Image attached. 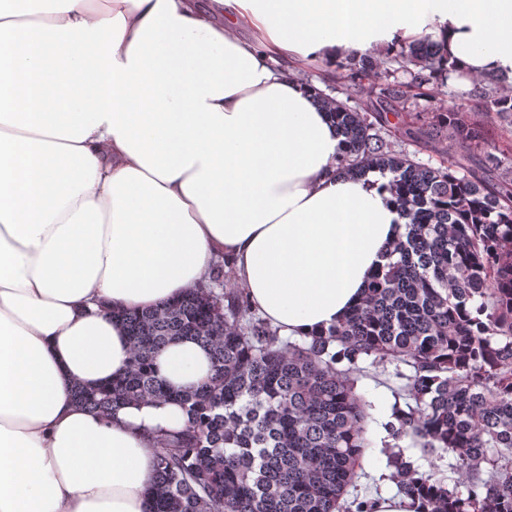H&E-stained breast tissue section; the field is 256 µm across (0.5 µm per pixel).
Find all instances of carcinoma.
Here are the masks:
<instances>
[{
  "instance_id": "1",
  "label": "carcinoma",
  "mask_w": 512,
  "mask_h": 512,
  "mask_svg": "<svg viewBox=\"0 0 512 512\" xmlns=\"http://www.w3.org/2000/svg\"><path fill=\"white\" fill-rule=\"evenodd\" d=\"M326 78L355 92L317 93L342 136L341 171L379 175L406 232L389 244L366 294L340 323L295 341L252 310L214 264L208 283L146 311L118 310L130 342L127 371L73 399L102 414L119 403L175 401L188 413L157 439L145 512H375L356 493L370 404L360 363L406 380V409L385 425L389 478L416 512H512V156L497 155L472 112L512 129V95L497 74L470 76L425 36L383 58L348 57ZM466 79L461 91L456 82ZM448 88V104L434 106ZM417 100L423 111H410ZM402 117L393 123L388 114ZM444 132L438 166L408 146ZM208 348L211 373L176 389L158 373L168 343ZM410 373L401 371V366ZM411 437L430 470L405 455ZM470 481L448 485L444 453Z\"/></svg>"
}]
</instances>
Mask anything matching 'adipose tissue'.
I'll return each instance as SVG.
<instances>
[{"label": "adipose tissue", "mask_w": 512, "mask_h": 512, "mask_svg": "<svg viewBox=\"0 0 512 512\" xmlns=\"http://www.w3.org/2000/svg\"><path fill=\"white\" fill-rule=\"evenodd\" d=\"M427 35L512 77V0H0V512H145L155 437L187 415L72 400L128 366L111 311L224 259L284 336L360 301L404 221L342 174L299 72ZM157 367L184 388L211 360L182 339Z\"/></svg>", "instance_id": "1"}]
</instances>
